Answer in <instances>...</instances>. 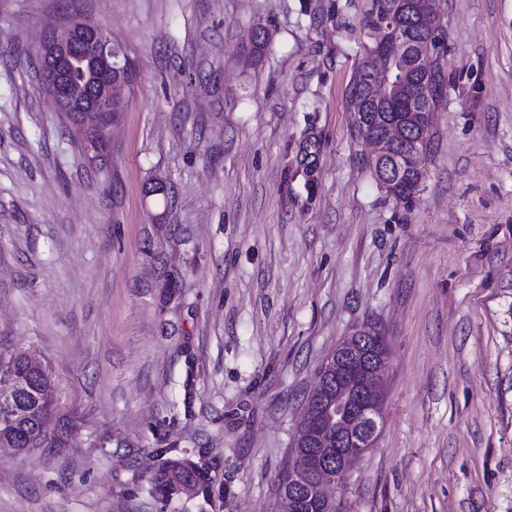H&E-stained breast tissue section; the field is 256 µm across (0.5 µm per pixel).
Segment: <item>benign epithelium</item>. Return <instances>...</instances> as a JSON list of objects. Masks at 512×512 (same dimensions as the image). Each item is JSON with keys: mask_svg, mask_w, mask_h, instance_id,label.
<instances>
[{"mask_svg": "<svg viewBox=\"0 0 512 512\" xmlns=\"http://www.w3.org/2000/svg\"><path fill=\"white\" fill-rule=\"evenodd\" d=\"M400 19L384 22L371 35L370 51L391 57L402 46ZM38 58L41 72L49 76V93L59 111L74 116L70 103V75L91 81L90 90L101 102L102 111L114 112L130 82L125 77L92 80L99 69L114 67L124 71L129 63L117 49L112 35L102 26L87 23L82 17H67L44 35ZM400 126L389 127L380 137L369 142L380 148L402 137ZM389 347L385 334L371 324H365L344 338L329 358V371L336 377V386L318 383V397L308 402L297 424V447L304 449L299 460L288 467V500L285 510L294 512L295 503L308 512H331L335 493L345 484L353 463L375 447L380 432L384 401L385 378L389 366Z\"/></svg>", "mask_w": 512, "mask_h": 512, "instance_id": "benign-epithelium-1", "label": "benign epithelium"}]
</instances>
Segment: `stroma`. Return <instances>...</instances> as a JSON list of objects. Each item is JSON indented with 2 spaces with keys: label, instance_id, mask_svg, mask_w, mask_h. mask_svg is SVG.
Returning a JSON list of instances; mask_svg holds the SVG:
<instances>
[{
  "label": "stroma",
  "instance_id": "stroma-1",
  "mask_svg": "<svg viewBox=\"0 0 512 512\" xmlns=\"http://www.w3.org/2000/svg\"><path fill=\"white\" fill-rule=\"evenodd\" d=\"M371 0H0V350L54 379L0 512H278L322 363L364 323L384 422L345 512H512V0H436L423 183H378L349 92ZM136 66L90 162L36 73L71 11ZM204 452L168 499L157 449Z\"/></svg>",
  "mask_w": 512,
  "mask_h": 512
}]
</instances>
